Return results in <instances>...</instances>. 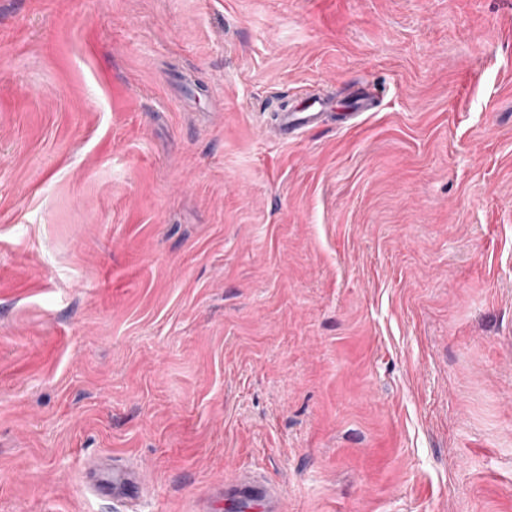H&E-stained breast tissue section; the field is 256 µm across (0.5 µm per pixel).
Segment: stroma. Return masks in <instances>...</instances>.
<instances>
[{
	"mask_svg": "<svg viewBox=\"0 0 512 512\" xmlns=\"http://www.w3.org/2000/svg\"><path fill=\"white\" fill-rule=\"evenodd\" d=\"M102 456L512 512V0H0V512H127ZM328 108L325 99L301 96L295 106L275 112L273 121L263 127V132L273 140L286 143L296 139L307 129L323 125L330 113L325 112Z\"/></svg>",
	"mask_w": 512,
	"mask_h": 512,
	"instance_id": "1",
	"label": "stroma"
}]
</instances>
